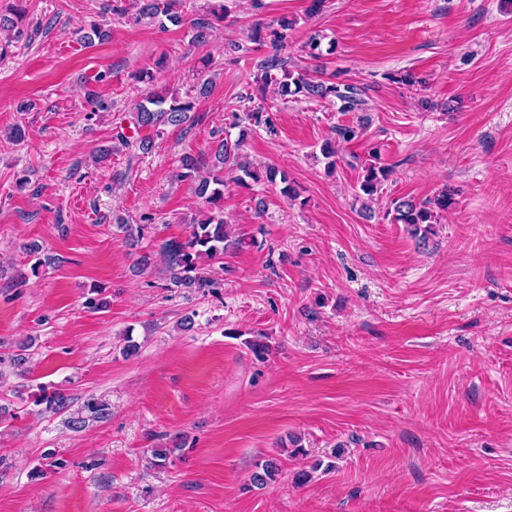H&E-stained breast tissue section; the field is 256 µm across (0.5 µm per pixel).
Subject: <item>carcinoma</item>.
Returning <instances> with one entry per match:
<instances>
[{
	"label": "carcinoma",
	"instance_id": "carcinoma-1",
	"mask_svg": "<svg viewBox=\"0 0 512 512\" xmlns=\"http://www.w3.org/2000/svg\"><path fill=\"white\" fill-rule=\"evenodd\" d=\"M183 0H141L135 21L146 20L165 27V22L180 25L184 22L182 10ZM227 8L223 4L216 5L208 13L190 21L194 29V41L200 43L206 40L208 30L215 21H224ZM27 16L22 0H16L8 12L0 13V28L13 32V40L18 42L24 31L20 25ZM296 21L282 17L267 26L265 33H260V26L253 29L252 40L268 46L270 51L258 65L254 76V84L261 92L274 87V92L280 97L302 95L309 99H326L333 97L340 103L343 112H349L362 105L357 90L350 86H341L325 80H315L303 73H296L287 68V61L281 56V51L288 43L289 32L294 29ZM193 104L179 95L167 90L154 91L138 102L133 112L135 130L153 128L162 134L168 127H181L190 119ZM265 107L249 106L242 112L231 115V125L234 127L247 122L254 127L272 130L269 118L264 116ZM245 133L232 141L224 138L219 143L215 153V163L209 171V176L199 175L198 160L186 155L181 160L180 171L176 178L180 181L197 182L196 193L205 202L215 208L224 199V168L232 166L243 173L238 178L239 184H246V179L262 182L271 187L279 188L280 194L294 201L299 192L288 178V173L272 165L256 167L246 160L243 154ZM391 174L390 167L377 161H369L362 166L361 180L358 181L359 191L372 198L382 192L384 184ZM392 220L407 226L408 231L421 241H426L432 233V226L437 216L456 205V192L448 188L431 199L415 201L397 199L393 201ZM243 240L232 238L229 225L224 223L221 213H209L202 219L191 222L189 235L183 239H171L162 244L161 254L166 265L168 280L172 288H195L203 293H212L219 288V283L212 278L209 269L203 266L205 259L220 256H230L242 246ZM36 402L45 406V411L60 413L70 408V398L62 392H42ZM108 416L105 404L94 398L87 399L77 410V415L70 417L72 428H82L86 420L104 419ZM280 468L276 460L266 459L255 465V471L250 476V484L264 486L277 479Z\"/></svg>",
	"mask_w": 512,
	"mask_h": 512
}]
</instances>
